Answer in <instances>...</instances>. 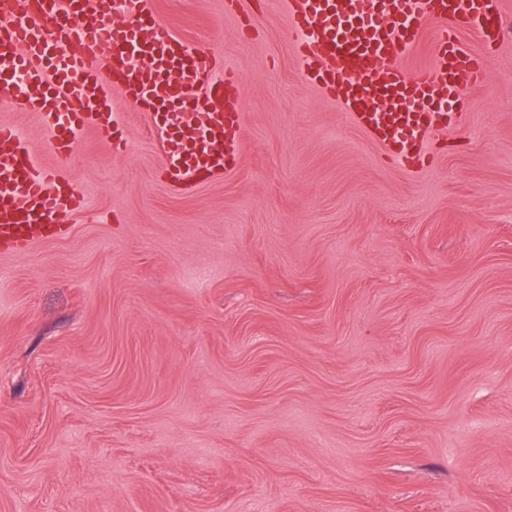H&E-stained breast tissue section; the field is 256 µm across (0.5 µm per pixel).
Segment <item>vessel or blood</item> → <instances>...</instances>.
<instances>
[{"mask_svg": "<svg viewBox=\"0 0 512 512\" xmlns=\"http://www.w3.org/2000/svg\"><path fill=\"white\" fill-rule=\"evenodd\" d=\"M114 3L0 0V96L37 117L59 160L39 164L28 140L0 124V254L71 234L58 218L77 211L82 197L60 163L80 132L94 129L125 151L109 86L163 129L173 191L236 163L243 114L235 72L217 74L213 55L179 39L151 0H129L124 19ZM287 9V36L298 44L305 81L412 173L421 170L429 141L463 112V87L484 78L460 31L476 30L492 43L502 19L500 0H288ZM430 19L442 27L429 64L397 65ZM17 71L25 75L19 85Z\"/></svg>", "mask_w": 512, "mask_h": 512, "instance_id": "1", "label": "vessel or blood"}]
</instances>
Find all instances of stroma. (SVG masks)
I'll return each mask as SVG.
<instances>
[{"instance_id":"obj_1","label":"stroma","mask_w":512,"mask_h":512,"mask_svg":"<svg viewBox=\"0 0 512 512\" xmlns=\"http://www.w3.org/2000/svg\"><path fill=\"white\" fill-rule=\"evenodd\" d=\"M153 0L241 81L170 190L120 90L61 241L0 256V512H512V0L414 175L300 77L285 0ZM51 166L36 117L0 101Z\"/></svg>"}]
</instances>
